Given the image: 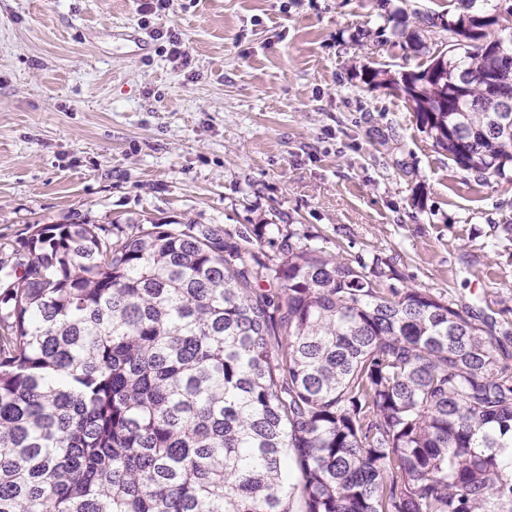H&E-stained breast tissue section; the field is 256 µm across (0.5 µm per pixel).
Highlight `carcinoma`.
Listing matches in <instances>:
<instances>
[{"label": "carcinoma", "mask_w": 512, "mask_h": 512, "mask_svg": "<svg viewBox=\"0 0 512 512\" xmlns=\"http://www.w3.org/2000/svg\"><path fill=\"white\" fill-rule=\"evenodd\" d=\"M463 11L402 94L512 170V37ZM34 224L0 260V512H512V332L309 243Z\"/></svg>", "instance_id": "obj_1"}]
</instances>
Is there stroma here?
I'll list each match as a JSON object with an SVG mask.
<instances>
[{
    "label": "stroma",
    "mask_w": 512,
    "mask_h": 512,
    "mask_svg": "<svg viewBox=\"0 0 512 512\" xmlns=\"http://www.w3.org/2000/svg\"><path fill=\"white\" fill-rule=\"evenodd\" d=\"M452 36L458 0H394ZM0 0V243L34 224H209L380 260L512 330V173L460 169L362 65L418 69L376 0ZM176 30L188 66L155 30Z\"/></svg>",
    "instance_id": "stroma-1"
}]
</instances>
